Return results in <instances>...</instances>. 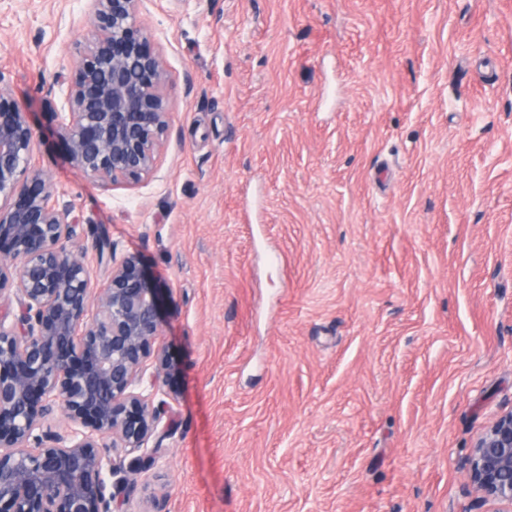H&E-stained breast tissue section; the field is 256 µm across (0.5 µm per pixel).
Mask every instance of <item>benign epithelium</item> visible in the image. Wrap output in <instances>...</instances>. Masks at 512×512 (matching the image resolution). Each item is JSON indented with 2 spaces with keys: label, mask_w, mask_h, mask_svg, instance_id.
<instances>
[{
  "label": "benign epithelium",
  "mask_w": 512,
  "mask_h": 512,
  "mask_svg": "<svg viewBox=\"0 0 512 512\" xmlns=\"http://www.w3.org/2000/svg\"><path fill=\"white\" fill-rule=\"evenodd\" d=\"M89 26L73 44L56 130L71 164L108 188L157 169L173 109L168 75L141 25V0H84ZM28 113L0 86V512H122L107 494L112 459L98 437L145 451L165 416L156 400L172 365L156 346L161 297L137 254L109 257L92 283L72 244L78 219L57 184L32 164ZM154 358L148 386L146 361ZM65 434L43 430L55 407ZM469 479L493 512H512V414L473 449Z\"/></svg>",
  "instance_id": "7a95c632"
}]
</instances>
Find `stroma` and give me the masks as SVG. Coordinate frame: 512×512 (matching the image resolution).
<instances>
[{
	"instance_id": "stroma-1",
	"label": "stroma",
	"mask_w": 512,
	"mask_h": 512,
	"mask_svg": "<svg viewBox=\"0 0 512 512\" xmlns=\"http://www.w3.org/2000/svg\"><path fill=\"white\" fill-rule=\"evenodd\" d=\"M78 0H0V80L79 216L160 276L175 367L125 512H487L512 413V0H142L175 117L106 190L56 133ZM469 479L484 502L512 511V414L499 417L473 449Z\"/></svg>"
}]
</instances>
